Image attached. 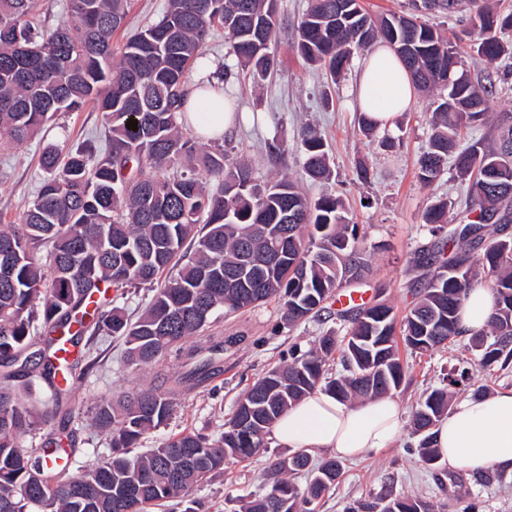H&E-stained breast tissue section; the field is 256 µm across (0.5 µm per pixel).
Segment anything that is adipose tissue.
I'll return each instance as SVG.
<instances>
[{"mask_svg": "<svg viewBox=\"0 0 512 512\" xmlns=\"http://www.w3.org/2000/svg\"><path fill=\"white\" fill-rule=\"evenodd\" d=\"M206 97L214 111L212 121L188 113L200 135L221 137L233 127L236 116L227 110L223 90L192 92L191 101ZM356 105L377 128L392 127L407 111L414 87L394 51L376 44L362 60L356 85ZM400 407L385 396L349 403L324 392H315L291 406L272 425L270 438L283 448L328 453L354 459L391 447L402 431ZM434 446L449 469L476 472L495 468L512 473V388L455 400L435 428Z\"/></svg>", "mask_w": 512, "mask_h": 512, "instance_id": "obj_1", "label": "adipose tissue"}]
</instances>
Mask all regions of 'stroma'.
<instances>
[{"label":"stroma","instance_id":"obj_1","mask_svg":"<svg viewBox=\"0 0 512 512\" xmlns=\"http://www.w3.org/2000/svg\"><path fill=\"white\" fill-rule=\"evenodd\" d=\"M308 4L309 0H278L279 25L269 44L275 67L267 75L238 66L224 30H216L210 37L206 58L217 67L230 69L224 92L233 97L241 119L230 132L209 140L208 145L224 147L233 160L251 165L259 178L292 179L312 198L323 194L341 197L351 223L367 236L370 283L384 286L385 300L402 316L416 300L412 283L423 277L422 271L413 266L414 253L431 239L422 215L434 201L448 198L455 204L448 214L449 224L466 223L468 184L458 178L450 164L432 184H423L417 177V161L427 149L430 135L432 107L427 94L416 93L410 110L401 114L392 128L376 131L370 137L359 131V111L352 90L363 56L355 54L347 73L337 80L307 64L293 46L297 22ZM430 21L456 43L473 77L500 71V63L481 60L471 51L476 35L467 13L451 18L436 14ZM305 125L317 130L328 149L332 175L326 182L310 181L304 173L298 134ZM387 136L400 140V147L384 148L382 141ZM273 141L283 143L282 158L268 154L266 145ZM48 142L84 143L105 151L99 113L89 106L80 112L59 114L46 138L0 149V224L15 223L37 191L44 176L38 158ZM361 165L368 167L369 180L358 178ZM281 314V303L271 300L226 316L211 327L212 335L237 336L240 344L225 351L223 374L197 386L179 388L176 417L168 426L148 434L146 446L157 445L182 431L219 436L245 391L260 375L287 360L293 346L309 348L316 337L330 330L340 336L345 333L339 320L322 316L286 329L279 325ZM122 350L121 341L99 337L95 370L62 403L63 409L78 415L79 451L74 468L92 467L107 452L104 435L90 421L97 402L147 386L158 376L174 382L181 372L179 362L172 358L156 368L126 365ZM400 356L408 370L394 398L407 415L426 390L439 386L444 375L455 369L468 370L472 388L487 394L512 387V368L486 372L474 366L464 338L423 355L404 349ZM287 454V449L271 445L251 461L226 464L222 473L190 493L196 512H237L240 499L261 492L274 457ZM342 466L343 474L320 502L319 512H346L353 502L388 489L450 507L455 504L454 492L461 491L476 503L478 512H512L511 473L502 481L482 484L473 474L453 471L442 464L426 467L417 456L416 439L407 426L392 447L355 461H343Z\"/></svg>","mask_w":512,"mask_h":512}]
</instances>
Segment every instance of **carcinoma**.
<instances>
[{
	"mask_svg": "<svg viewBox=\"0 0 512 512\" xmlns=\"http://www.w3.org/2000/svg\"><path fill=\"white\" fill-rule=\"evenodd\" d=\"M38 0H0V139L20 146L47 130L60 112L88 105L101 112L108 147L46 146L45 173L15 224H0V512H151L170 499L267 448L275 420L318 389L345 399L386 396L403 383L407 363L399 343L425 354L457 340V321L468 291L488 281L491 321L471 336L470 349L487 369L512 364V123L493 127L492 141L462 144L461 123L485 125L495 79L473 80L452 41L412 16L373 19L360 0H311L297 23V53L340 76L355 51L378 41L398 54L415 88L443 92L432 115L429 148L418 178H437L448 157L470 181L474 219L448 228L449 199L430 204L422 219L432 245L414 262L432 268L417 301L402 318L384 300L336 310L346 335L332 331L314 346L291 353L282 367L259 377L238 402L216 440L182 432L139 455L144 435L175 414L176 393L160 385L97 403L93 421L110 454L96 466L73 470L75 415L61 400L85 380L97 359L78 368L82 352L58 361V333L78 327V347L98 336L123 341L127 364L156 366L175 355L186 366L178 383L197 385L223 372L224 349L237 337L202 335L224 316L271 299L283 302L281 323L292 327L326 309L340 292L367 282L365 237L349 224L342 201L307 198L291 180L260 182L246 162L224 150L206 151L200 168L189 165L199 146L183 137L188 77L203 58L212 30L229 35L237 64L267 72V50L277 25V0H167L162 17L115 48L125 27L128 0H67L68 19L40 25ZM472 21L479 38L472 51L490 62L508 55L512 10L495 12L478 0ZM137 122L138 130L126 127ZM304 170L314 181L330 178L325 144L301 132ZM455 248L445 256L447 246ZM178 268L176 277L161 280ZM141 285L155 288L142 314L129 319L114 298ZM114 292V297L103 295ZM44 337L35 351L32 339ZM340 355L344 374L326 380L327 362ZM40 378L54 393L52 408L36 412L30 393L15 382ZM468 372H451L418 402L413 413L421 462L437 464L433 429L448 414L456 385ZM49 427L25 448L35 419ZM306 471V486L292 475ZM335 459L317 464L304 453L278 458L259 497L239 512H316L335 484ZM348 512H438L421 497L385 494L360 500Z\"/></svg>",
	"mask_w": 512,
	"mask_h": 512,
	"instance_id": "carcinoma-1",
	"label": "carcinoma"
}]
</instances>
